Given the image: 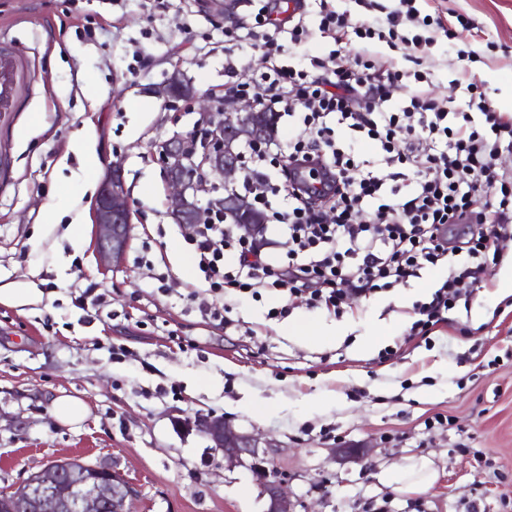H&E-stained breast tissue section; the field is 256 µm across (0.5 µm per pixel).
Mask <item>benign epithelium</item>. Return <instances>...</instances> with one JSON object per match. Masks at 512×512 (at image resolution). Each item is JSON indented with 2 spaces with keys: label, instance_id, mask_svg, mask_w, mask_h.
I'll return each instance as SVG.
<instances>
[{
  "label": "benign epithelium",
  "instance_id": "obj_1",
  "mask_svg": "<svg viewBox=\"0 0 512 512\" xmlns=\"http://www.w3.org/2000/svg\"><path fill=\"white\" fill-rule=\"evenodd\" d=\"M154 94L167 102L190 100L199 103V119L195 130L176 133L157 147L168 185V215L177 224H207L218 214L237 227L240 236L259 244L260 225L241 221L251 201L235 190L242 169L241 145L257 142L265 134L264 109L252 100L233 95L224 96V117L198 96L192 83L175 72L169 81L154 89ZM224 178V195L200 205L199 194L205 191L208 175ZM132 226V205L126 188L122 162L107 167L94 209L95 250L100 265L107 269L121 264L128 248ZM198 432L224 454V465L247 466L255 474L267 499L266 512H296V503L288 492V475L276 465L278 445L257 434L235 428L223 417L196 421ZM94 474L82 482L71 480L69 470L58 469L67 496L38 483L30 475L0 502L9 504L19 498L36 497L38 512H85L92 501L105 506L106 512H130L138 495L120 471L95 465Z\"/></svg>",
  "mask_w": 512,
  "mask_h": 512
}]
</instances>
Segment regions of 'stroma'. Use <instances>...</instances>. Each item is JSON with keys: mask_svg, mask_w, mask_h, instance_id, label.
I'll return each mask as SVG.
<instances>
[{"mask_svg": "<svg viewBox=\"0 0 512 512\" xmlns=\"http://www.w3.org/2000/svg\"><path fill=\"white\" fill-rule=\"evenodd\" d=\"M262 0H240L242 24L226 30L207 0H0V45L28 78L14 111L0 112V285H29L42 300L0 303V492L51 461L116 468L137 488L131 512H265L252 471L227 468L196 431L204 416L280 445L296 512H512V306H503L500 265L455 325L408 340L416 301L443 268L373 296L337 316L301 304L268 319L265 294L225 296L214 325L200 306L216 296L194 267L193 247L166 212L167 186L154 150L193 130L197 105L168 106L154 89L181 72L198 94L263 71L245 41ZM441 25L423 65L377 48L396 69L428 72L439 99L467 111L458 62L500 112L512 113V0H415ZM283 57L309 67L334 48L318 28L319 0ZM96 111H89V104ZM96 135L100 164L122 159L134 211L122 263L101 271L92 212L103 181L80 143ZM106 290L89 318L73 286ZM343 325L346 336L321 337ZM124 354H111L110 345ZM392 358L377 364L380 351ZM89 409L56 422V398ZM428 460L421 492L383 474Z\"/></svg>", "mask_w": 512, "mask_h": 512, "instance_id": "obj_1", "label": "stroma"}]
</instances>
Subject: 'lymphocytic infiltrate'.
Returning <instances> with one entry per match:
<instances>
[{
	"label": "lymphocytic infiltrate",
	"mask_w": 512,
	"mask_h": 512,
	"mask_svg": "<svg viewBox=\"0 0 512 512\" xmlns=\"http://www.w3.org/2000/svg\"><path fill=\"white\" fill-rule=\"evenodd\" d=\"M399 2L364 22L329 9L321 25L339 45L352 35L394 39L400 26L420 22L412 0ZM283 4L267 0L266 28L250 34L266 49L267 72L232 89L292 129L286 142L249 147L252 165L241 182L267 213L263 232H279L286 250L269 256L220 220L190 224L185 236L197 266L214 293L272 290L337 313L347 295L377 294L443 267L445 279L413 309L410 332L426 336L451 323L459 303L471 300L483 259L512 238V170L493 164L512 150V115L451 111L420 74L405 106L392 110L389 87L400 74L367 48L336 55L319 74L282 65L274 33L296 39L303 32L298 24L286 28ZM340 130L346 142L337 141ZM364 139L377 145L367 159L358 149ZM381 166L392 169V183L377 178ZM228 250L235 253L229 266Z\"/></svg>",
	"instance_id": "f902f5d3"
}]
</instances>
